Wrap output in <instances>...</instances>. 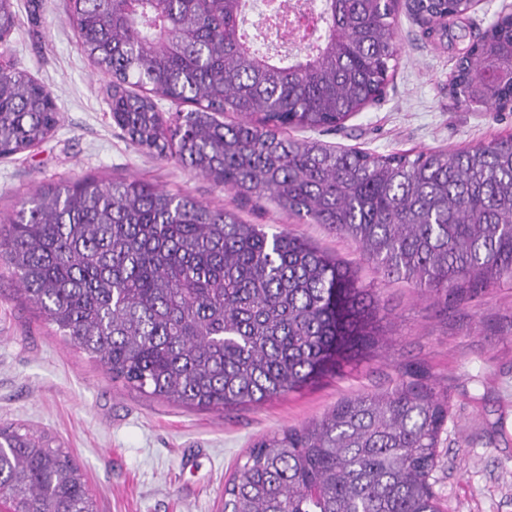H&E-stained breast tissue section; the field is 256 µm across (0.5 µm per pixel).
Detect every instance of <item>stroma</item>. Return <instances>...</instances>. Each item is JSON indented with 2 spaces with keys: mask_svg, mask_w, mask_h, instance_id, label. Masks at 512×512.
I'll use <instances>...</instances> for the list:
<instances>
[{
  "mask_svg": "<svg viewBox=\"0 0 512 512\" xmlns=\"http://www.w3.org/2000/svg\"><path fill=\"white\" fill-rule=\"evenodd\" d=\"M29 2L17 0L6 58L46 86L61 122L39 146L0 157V217L62 181L140 178L316 244L373 289L384 317L379 344L336 373L260 405L187 408L113 381L40 318L0 262V425L45 431L67 448L98 512H222L224 489L254 441L303 426L354 394L384 392L412 365L451 398L431 476L442 512H512V282L462 302L438 301L384 277L324 226L133 145L112 122L108 80L82 53L67 0H38L35 18ZM504 11L512 12V0H477L457 22L464 38L436 44L423 38L407 0H398L400 56L382 99L321 140L389 154L453 151L512 134V112H470L448 95L468 40Z\"/></svg>",
  "mask_w": 512,
  "mask_h": 512,
  "instance_id": "obj_1",
  "label": "stroma"
}]
</instances>
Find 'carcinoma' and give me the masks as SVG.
I'll return each mask as SVG.
<instances>
[{"instance_id":"1","label":"carcinoma","mask_w":512,"mask_h":512,"mask_svg":"<svg viewBox=\"0 0 512 512\" xmlns=\"http://www.w3.org/2000/svg\"><path fill=\"white\" fill-rule=\"evenodd\" d=\"M249 0H68L80 46L109 79L112 122L158 157L350 239L386 277L453 300L512 280V135L455 151L377 154L330 131L378 100L398 59L396 8L318 0L315 37L280 19L251 35ZM475 0H412L443 39ZM17 24L0 0V48ZM448 95L512 112V14L457 60ZM160 97L186 111L162 112ZM236 115L224 121L227 113ZM51 93L0 72V157L56 129ZM21 294L112 380L196 408L257 405L379 341L380 308L348 267L304 240L244 224L150 182L81 179L36 191L0 220ZM450 398L423 373L342 400L256 440L228 512H440L430 483ZM3 512H97L85 474L49 434L0 426Z\"/></svg>"}]
</instances>
